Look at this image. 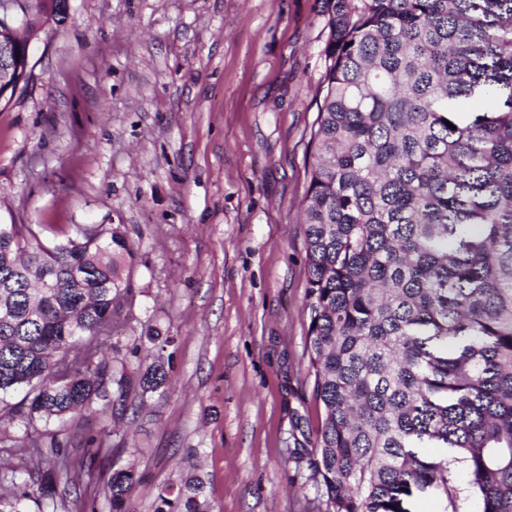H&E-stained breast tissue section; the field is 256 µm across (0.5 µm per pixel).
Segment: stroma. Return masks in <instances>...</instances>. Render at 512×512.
<instances>
[{
    "instance_id": "stroma-1",
    "label": "stroma",
    "mask_w": 512,
    "mask_h": 512,
    "mask_svg": "<svg viewBox=\"0 0 512 512\" xmlns=\"http://www.w3.org/2000/svg\"><path fill=\"white\" fill-rule=\"evenodd\" d=\"M322 0H69L32 43L26 92L0 110V224L123 225L130 292L111 356L137 374L172 337L169 382L126 413L75 417L126 512L201 477L213 512H319L306 444L320 408L303 350L300 224L327 30ZM134 482L132 470H116L106 480V496L110 512H125V501Z\"/></svg>"
}]
</instances>
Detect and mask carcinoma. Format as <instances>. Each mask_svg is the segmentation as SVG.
<instances>
[{"label":"carcinoma","instance_id":"cac0c4a2","mask_svg":"<svg viewBox=\"0 0 512 512\" xmlns=\"http://www.w3.org/2000/svg\"><path fill=\"white\" fill-rule=\"evenodd\" d=\"M35 0L29 34L61 25ZM328 29L303 208L304 355L322 417L309 479L325 512H408L433 492L462 512H512V0H322ZM0 237V425L65 427L124 406L126 362L102 353L129 292L121 227L84 224L48 247L43 227ZM167 383L161 363L142 393ZM23 397L8 401L14 393ZM18 445L0 508L57 512L51 471L92 475L111 449ZM433 444L447 456L422 449ZM131 470L106 480L125 512ZM155 512H212L188 474Z\"/></svg>","mask_w":512,"mask_h":512}]
</instances>
